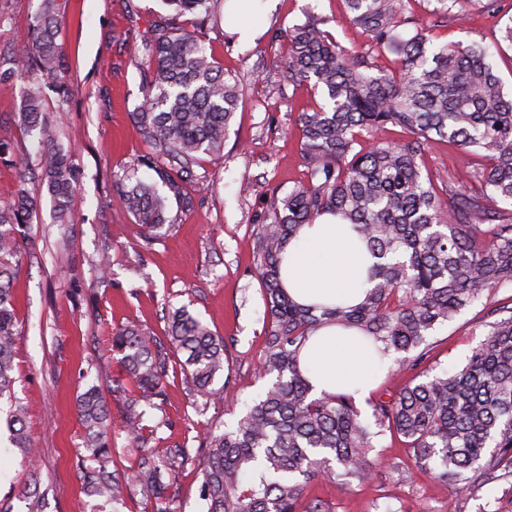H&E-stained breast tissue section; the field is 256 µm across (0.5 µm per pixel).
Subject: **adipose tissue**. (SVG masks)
Wrapping results in <instances>:
<instances>
[{"label":"adipose tissue","mask_w":512,"mask_h":512,"mask_svg":"<svg viewBox=\"0 0 512 512\" xmlns=\"http://www.w3.org/2000/svg\"><path fill=\"white\" fill-rule=\"evenodd\" d=\"M372 263L350 224L323 215L304 225L289 243L282 279L289 294L303 305L359 303L368 288ZM301 366L316 391L369 394L386 362L360 332L329 326L311 336L301 355Z\"/></svg>","instance_id":"ef3b65f1"}]
</instances>
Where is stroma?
I'll return each mask as SVG.
<instances>
[{"label":"stroma","instance_id":"obj_1","mask_svg":"<svg viewBox=\"0 0 512 512\" xmlns=\"http://www.w3.org/2000/svg\"><path fill=\"white\" fill-rule=\"evenodd\" d=\"M40 5L41 0H0V71L12 68L15 51L29 40L26 20ZM163 10L161 0H69L58 18L72 95L64 103L45 90V107L57 115L58 141L72 151L80 180L70 223H54L50 199L42 197L26 229L31 244L14 267L20 333L13 389L39 456L34 474H27L0 426V512H28L21 489L31 476L43 496L42 512H92L93 501L81 485V472L92 461L80 449L84 429L76 398L86 389L92 364L108 361L98 384L109 415L119 420L127 384L112 359L111 336L127 322L162 337L169 311L185 305L223 336L227 349L224 374L215 380L224 389L223 400L198 414L182 376L169 377L160 409L145 416L148 448H198L211 422L234 424L264 386L256 374L264 348V306L253 265L252 219L271 191L286 193L304 179L296 117L316 105L309 85L287 83L272 67L283 50L273 32L311 13L324 19L344 46L363 44L365 36L350 22L342 0H272L268 7L236 14L216 4V19L201 36L225 73L239 78L243 101L223 155L202 156L196 169L208 191L184 184L192 208L169 198L173 226L147 239L113 196L112 175L147 151L131 114L149 79L140 65L141 45ZM240 27L254 29L250 45H241ZM499 29L497 20L474 12L463 26L437 28L434 36L439 44L476 40L492 46L493 69L511 90L512 48L496 47ZM23 97L22 81L0 82V140L13 143L34 167L40 146L36 134L19 124ZM424 161L449 170L464 186L479 158L435 140ZM105 255L111 269L104 278L98 262ZM510 295L511 286L493 291L441 326L432 337L434 363L462 364L482 340L488 312ZM162 417L168 424L160 428L156 422ZM372 454L385 463L376 478L311 480L303 505L318 504L321 512H512V493L504 483L465 495L410 469L400 440L383 439Z\"/></svg>","mask_w":512,"mask_h":512}]
</instances>
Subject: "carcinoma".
<instances>
[{
    "mask_svg": "<svg viewBox=\"0 0 512 512\" xmlns=\"http://www.w3.org/2000/svg\"><path fill=\"white\" fill-rule=\"evenodd\" d=\"M161 2L170 13L158 16L144 39L151 79L131 113L148 151L113 175L117 198L150 237L170 227L167 197L136 170H153L177 196L185 182L204 186L194 167L202 154H223L241 96L239 82L183 25L186 16L210 15L216 0ZM343 2L367 37L358 49L343 46L312 18L276 32L285 39L276 67L290 83L311 84L321 102L296 118L306 180L283 195L271 191L255 224L253 261L265 312L257 375L273 380L234 427L210 428L201 457L184 445L146 452L145 408H158L170 374L184 376L200 414L223 398L214 381L224 373V338L184 306L171 313L163 338L133 322L113 331L112 352L133 385L123 428L137 459L128 479L108 471L112 423L99 386L89 385L77 411L85 451L98 463L82 481L95 512H122L135 497L152 512H172L176 476L194 461L203 512H296L310 479L371 480L383 463L370 452L388 433L403 439L417 471L466 493L512 477V295L490 311L500 318L485 323L484 339L466 363L430 374L429 341L484 292L512 285V217L500 207L512 205V95L494 73L488 47L431 42L438 23L464 20L458 0H426L424 19L408 10L409 0ZM66 3L41 0L26 21L31 40L16 50V67L0 72V81L25 82L20 123L37 132L41 146L39 167L31 170L0 141V162L16 169L19 182L16 196L0 205V399L11 396L15 382L12 261L28 245L23 228L42 187L65 223L78 180L42 103L46 87L64 101L70 93L57 24ZM389 124L410 138H380ZM434 139L486 158L470 174L474 190L460 191L441 170L425 167ZM327 213L352 224L375 258L371 287L354 306L301 305L282 282L286 245L302 225ZM334 324L372 341L390 359L387 376L413 373L407 386L369 402L371 422L351 394L316 393L300 366L313 333ZM23 419L22 407L13 405L7 424L31 465L36 449Z\"/></svg>",
    "mask_w": 512,
    "mask_h": 512,
    "instance_id": "carcinoma-1",
    "label": "carcinoma"
}]
</instances>
